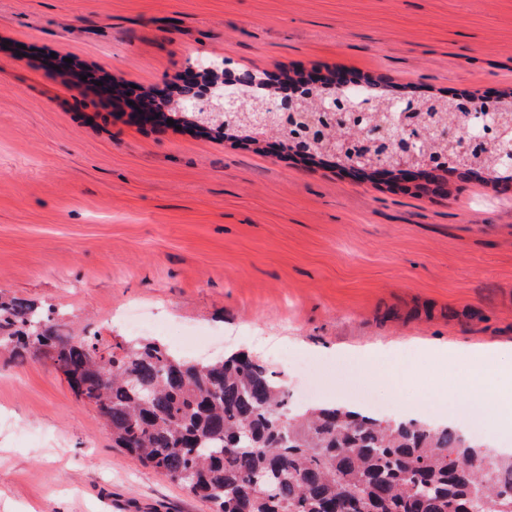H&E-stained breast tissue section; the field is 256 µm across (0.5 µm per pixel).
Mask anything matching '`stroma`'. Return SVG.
I'll use <instances>...</instances> for the list:
<instances>
[{"label":"stroma","instance_id":"stroma-1","mask_svg":"<svg viewBox=\"0 0 512 512\" xmlns=\"http://www.w3.org/2000/svg\"><path fill=\"white\" fill-rule=\"evenodd\" d=\"M201 54L482 99L512 91V0H0V295L106 345L131 339L132 309L191 360L223 336L215 357L266 361L293 410L364 390L387 418L429 417L448 370L423 355L400 386L396 349L512 353V190L450 175L426 194L271 140L158 133L79 77L161 89ZM370 348L383 356L366 375ZM0 512L211 505L113 447L50 360L0 350Z\"/></svg>","mask_w":512,"mask_h":512}]
</instances>
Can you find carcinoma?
<instances>
[{
  "mask_svg": "<svg viewBox=\"0 0 512 512\" xmlns=\"http://www.w3.org/2000/svg\"><path fill=\"white\" fill-rule=\"evenodd\" d=\"M464 96L415 98L441 121ZM194 112L157 121L214 138L256 143L242 114L197 124ZM495 146L463 164L481 180ZM0 348L50 359L83 399H96L112 442L213 506V512H512V452L418 419L391 421L339 404L298 412L259 358L233 353L193 362L143 340L104 354L58 331L55 312L0 296Z\"/></svg>",
  "mask_w": 512,
  "mask_h": 512,
  "instance_id": "carcinoma-1",
  "label": "carcinoma"
}]
</instances>
